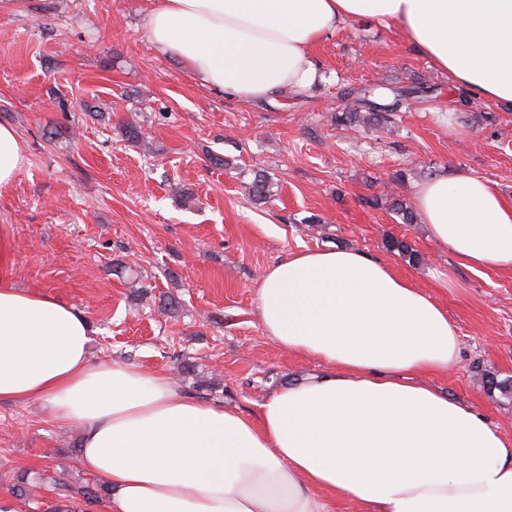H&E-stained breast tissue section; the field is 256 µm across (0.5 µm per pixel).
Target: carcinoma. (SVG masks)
<instances>
[{
  "instance_id": "carcinoma-1",
  "label": "carcinoma",
  "mask_w": 512,
  "mask_h": 512,
  "mask_svg": "<svg viewBox=\"0 0 512 512\" xmlns=\"http://www.w3.org/2000/svg\"><path fill=\"white\" fill-rule=\"evenodd\" d=\"M430 91H434V88L421 83L399 88L383 85L376 88H351L344 93V99L348 100V103L345 104L344 112L336 116V122L382 128L388 125L391 118L406 107L409 101ZM122 134L124 140L134 147L138 148L145 144L142 126L136 122L128 121L123 124ZM246 189L249 198L259 206L271 204L277 199L278 184L262 168L253 171V179L247 183ZM386 244L390 250L400 253L410 261H419L418 253L406 241L390 238ZM483 387L489 392L497 390L505 398L512 399V381L509 379L500 381L494 376H485ZM108 495L107 486L98 482L85 483L68 489L66 503L57 502L51 505L50 512H77L76 502L82 500L88 505H93L102 502Z\"/></svg>"
}]
</instances>
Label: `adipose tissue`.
<instances>
[{
  "instance_id": "1",
  "label": "adipose tissue",
  "mask_w": 512,
  "mask_h": 512,
  "mask_svg": "<svg viewBox=\"0 0 512 512\" xmlns=\"http://www.w3.org/2000/svg\"><path fill=\"white\" fill-rule=\"evenodd\" d=\"M399 27L476 98L512 105V0H157L147 31L211 91L244 101L324 80L312 48L346 21ZM432 243L512 273V203L468 173L415 192ZM279 348L324 370L280 385L258 418L169 375L92 364L86 314L0 283V405L38 402L81 428L112 512H512V434L424 382L459 356L446 311L354 249L294 253L261 278Z\"/></svg>"
}]
</instances>
